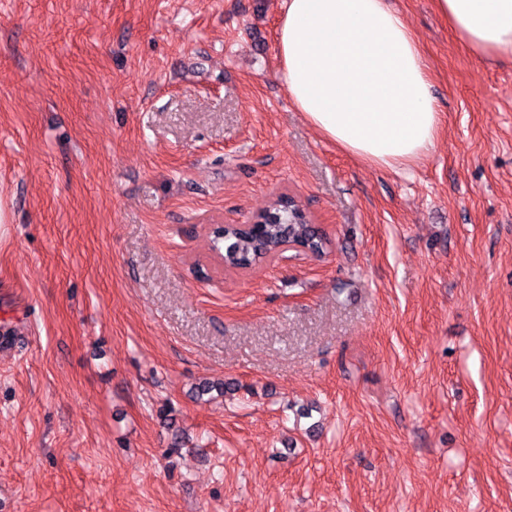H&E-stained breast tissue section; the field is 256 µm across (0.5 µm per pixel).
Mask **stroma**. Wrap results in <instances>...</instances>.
<instances>
[{
    "instance_id": "stroma-1",
    "label": "stroma",
    "mask_w": 512,
    "mask_h": 512,
    "mask_svg": "<svg viewBox=\"0 0 512 512\" xmlns=\"http://www.w3.org/2000/svg\"><path fill=\"white\" fill-rule=\"evenodd\" d=\"M390 2L395 170L294 107L282 0H0V512H512V60ZM282 193L328 253L224 267Z\"/></svg>"
}]
</instances>
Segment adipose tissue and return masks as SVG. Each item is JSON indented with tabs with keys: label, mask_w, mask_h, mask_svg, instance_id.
Listing matches in <instances>:
<instances>
[{
	"label": "adipose tissue",
	"mask_w": 512,
	"mask_h": 512,
	"mask_svg": "<svg viewBox=\"0 0 512 512\" xmlns=\"http://www.w3.org/2000/svg\"><path fill=\"white\" fill-rule=\"evenodd\" d=\"M475 54L512 58V0H435ZM277 57L307 122L344 153L397 169L435 147L440 112L423 50L387 0H283Z\"/></svg>",
	"instance_id": "1"
}]
</instances>
